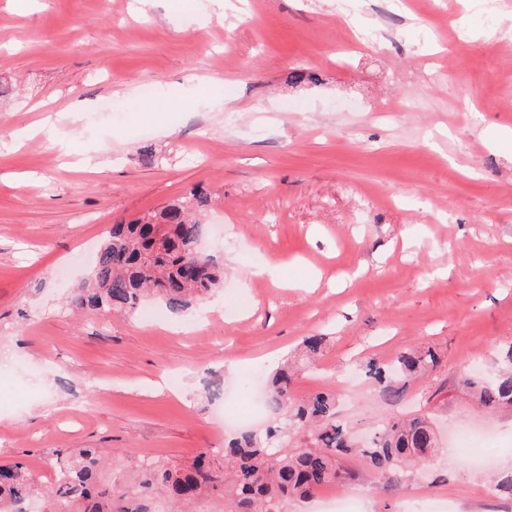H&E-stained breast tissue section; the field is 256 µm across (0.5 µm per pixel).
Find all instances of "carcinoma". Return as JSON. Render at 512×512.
<instances>
[{"label":"carcinoma","mask_w":512,"mask_h":512,"mask_svg":"<svg viewBox=\"0 0 512 512\" xmlns=\"http://www.w3.org/2000/svg\"><path fill=\"white\" fill-rule=\"evenodd\" d=\"M209 202L210 196L195 192L128 224L112 225L97 252L91 287L79 289L71 305L123 311L152 296L179 314L192 301L207 298L224 284V268L192 251L202 232L200 212ZM438 364L432 350L408 349L389 363L371 358L360 367L381 397L397 404L410 381ZM294 378L292 368H281L267 383L266 404L274 414L286 411L295 430L310 429V448L283 447L282 430L270 427L263 439L245 433L230 441L219 460L205 448L181 464L143 458L123 483L112 481L101 449H56L54 478L45 491L24 465L0 467V512H28V504L36 501L42 512H197L202 502L211 504L209 512H282L292 500L309 499L326 485L353 479L339 464L352 446L350 429L336 421L335 393L319 392L297 402ZM462 385L486 412L512 405V343L493 373L466 374ZM435 446L425 417L393 416L362 453L382 475L384 488L393 491L403 487L402 466L426 461Z\"/></svg>","instance_id":"carcinoma-1"}]
</instances>
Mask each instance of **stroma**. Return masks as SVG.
<instances>
[{
    "label": "stroma",
    "mask_w": 512,
    "mask_h": 512,
    "mask_svg": "<svg viewBox=\"0 0 512 512\" xmlns=\"http://www.w3.org/2000/svg\"><path fill=\"white\" fill-rule=\"evenodd\" d=\"M297 69L318 83L290 84ZM509 130L512 0H226L220 17L212 0H0V465L46 481L54 449L96 447L122 478L220 452L240 408L209 382L235 392L321 334L292 392L336 391L362 512H512L444 443L396 495L359 451L416 411L442 440L490 427L491 467L512 470V406L482 413L461 384L471 355L490 371L512 342ZM197 186L223 287L180 315L73 311L111 226ZM411 347L442 363L395 406L359 363Z\"/></svg>",
    "instance_id": "35a3bbf8"
}]
</instances>
